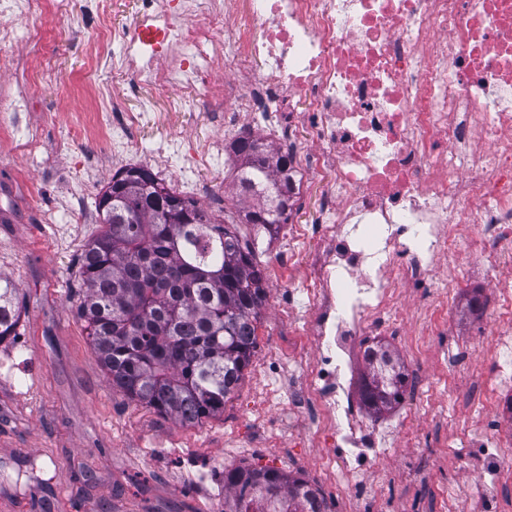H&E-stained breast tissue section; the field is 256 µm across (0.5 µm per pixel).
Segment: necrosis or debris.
Returning a JSON list of instances; mask_svg holds the SVG:
<instances>
[{
  "mask_svg": "<svg viewBox=\"0 0 512 512\" xmlns=\"http://www.w3.org/2000/svg\"><path fill=\"white\" fill-rule=\"evenodd\" d=\"M98 0L92 64L167 90L189 85L235 137L244 116L268 129L304 128L305 146L280 142L293 191L325 180L319 224L289 225L318 249L274 313L296 352L289 402L302 435L321 440L326 471L346 474L351 501L378 498L369 469L383 431L358 428L346 376L360 336H393L409 315L421 351L444 336L470 269L492 287L480 296V334L495 363L482 383L512 390V0H140L115 26ZM79 0H0V15L76 17ZM100 109L77 129L133 151L139 112ZM20 97H0V129L37 149ZM426 294L410 307L407 289Z\"/></svg>",
  "mask_w": 512,
  "mask_h": 512,
  "instance_id": "1",
  "label": "necrosis or debris"
}]
</instances>
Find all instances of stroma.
Wrapping results in <instances>:
<instances>
[{"label": "stroma", "instance_id": "35a3bbf8", "mask_svg": "<svg viewBox=\"0 0 512 512\" xmlns=\"http://www.w3.org/2000/svg\"><path fill=\"white\" fill-rule=\"evenodd\" d=\"M37 27L39 43L14 41L15 68L0 75V96L34 84L44 65L61 76L31 107V121L43 130L37 154L20 152L0 133V273L15 284L21 312L17 337L0 343V512H208L224 496L229 448L238 451L235 464L302 474L330 512H345L341 486L322 470L323 449L295 436L301 416L288 403L287 379L262 385L255 378V364L281 358L285 345L271 328L278 285L267 288L254 365L217 418L184 425L113 391L78 312L79 260L99 226L48 217L68 203L94 212L97 194L116 172L102 136L72 138V117L93 111L91 91L101 82L124 111L150 106L149 122L132 134L131 162L144 166L173 139L189 155L204 153L222 130L194 89L162 91L108 65L88 71L97 29L93 0H83L77 19L49 16ZM173 98L180 111H171ZM468 296L464 290L458 298L449 360L433 353L421 364L423 396L406 392L379 415L358 411V424L376 419L397 434L364 474L385 475L386 485L363 512H389L398 500L409 512H453L455 498L477 484L499 487L493 512H512V477L472 452L484 439L488 414L471 394L491 359L477 343L481 323L466 306ZM259 401L267 416L260 426L252 417Z\"/></svg>", "mask_w": 512, "mask_h": 512}]
</instances>
